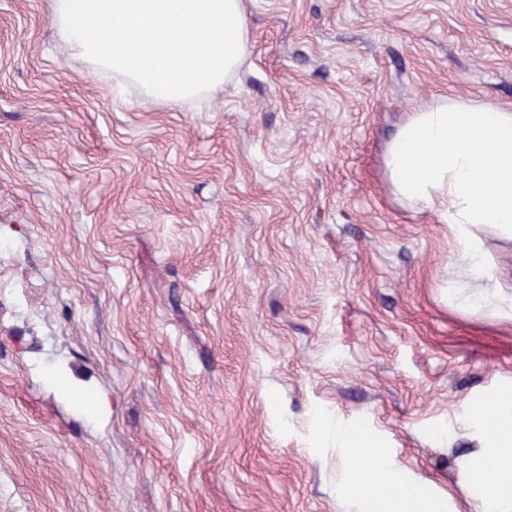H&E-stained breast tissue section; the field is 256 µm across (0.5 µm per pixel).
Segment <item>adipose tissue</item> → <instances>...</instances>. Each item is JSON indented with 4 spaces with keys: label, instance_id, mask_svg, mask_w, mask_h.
<instances>
[{
    "label": "adipose tissue",
    "instance_id": "1",
    "mask_svg": "<svg viewBox=\"0 0 512 512\" xmlns=\"http://www.w3.org/2000/svg\"><path fill=\"white\" fill-rule=\"evenodd\" d=\"M245 0H49L51 27L71 56L117 87L168 106L206 101L250 53ZM397 200L451 228L461 280L448 293L472 310L512 319V281L485 256V234L512 242V107L445 98L413 113L389 141ZM484 437L461 465L475 512H512V395L472 407ZM493 480H486L485 467ZM338 493L361 512H446L447 500L398 470H346Z\"/></svg>",
    "mask_w": 512,
    "mask_h": 512
}]
</instances>
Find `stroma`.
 <instances>
[{
	"mask_svg": "<svg viewBox=\"0 0 512 512\" xmlns=\"http://www.w3.org/2000/svg\"><path fill=\"white\" fill-rule=\"evenodd\" d=\"M246 4L239 75L170 107L0 0V512H358L357 464L452 492L512 388V320L449 301L458 245L384 167L412 112L512 107V0Z\"/></svg>",
	"mask_w": 512,
	"mask_h": 512,
	"instance_id": "35a3bbf8",
	"label": "stroma"
}]
</instances>
